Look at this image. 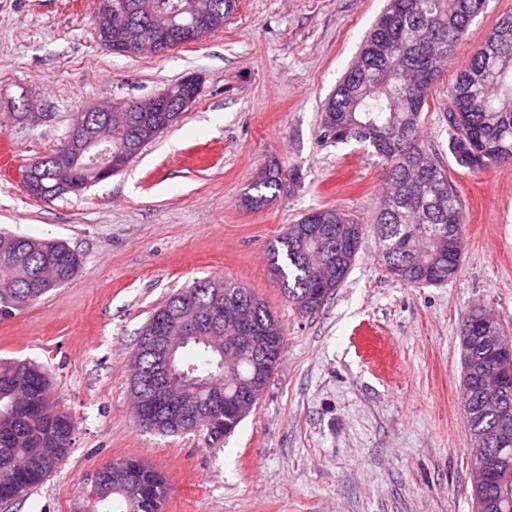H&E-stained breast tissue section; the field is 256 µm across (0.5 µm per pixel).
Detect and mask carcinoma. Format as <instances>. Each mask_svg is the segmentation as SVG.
I'll use <instances>...</instances> for the list:
<instances>
[{
  "label": "carcinoma",
  "instance_id": "cac0c4a2",
  "mask_svg": "<svg viewBox=\"0 0 512 512\" xmlns=\"http://www.w3.org/2000/svg\"><path fill=\"white\" fill-rule=\"evenodd\" d=\"M129 5L134 17L156 26L174 27L189 16L187 7L204 13L202 32L211 35L224 28L234 13L236 0H112ZM485 0H390L389 6L365 39L356 63L350 67L320 120L324 143L356 142L370 156L386 163L389 191L382 198L374 229L381 244L387 272L413 286L439 285L459 269L464 232V214L456 186L443 162L420 142L422 112L432 88L420 85L416 75L438 64L458 46L473 20L483 12ZM200 32V33H202ZM195 33L191 42L199 41ZM131 43L112 41L115 53H142L136 30ZM456 112L448 126V149L455 163L479 173L512 161V13L501 15L474 50L468 65L448 89V107ZM131 107L127 113L130 133L112 139V150L132 157L161 130L156 120ZM71 149L58 146L41 158L39 177L31 194L45 200L58 198L61 186L76 181L91 185L99 181L95 171L70 159ZM282 170L264 168L244 198L245 207L258 210L280 191ZM365 225L340 209H315L298 223L290 224L277 237L269 255L271 274L282 292L302 314L320 309L339 288L353 266ZM80 259L62 241L0 233V320L13 318L45 295L71 281ZM241 295L247 317L257 326L277 321L264 299L243 285L222 278L198 280L172 294L162 305L169 322L180 320L192 307H206L216 290ZM479 336H496L502 345L512 344L500 325L485 314L472 312L460 327L463 372H478L491 365L489 351ZM284 334L273 338L272 365L261 388H266L279 365ZM177 369L197 382L213 384L233 397L239 383L252 376V363L239 357L231 366L211 346L191 339L175 355ZM49 380L42 366L26 360L0 362V457L8 455L15 465L20 497L41 484L47 474L24 466L32 448H53L57 455L48 463L59 465L72 445L71 415L50 399ZM461 399L468 432L487 449L486 457L497 470L476 481L484 459L473 458L471 496L475 512H512V384L494 407L475 385L461 386ZM240 418L220 410L205 425L217 441L232 432ZM139 487L119 489L110 483H86L77 512H161L168 494L166 478L139 459Z\"/></svg>",
  "mask_w": 512,
  "mask_h": 512
}]
</instances>
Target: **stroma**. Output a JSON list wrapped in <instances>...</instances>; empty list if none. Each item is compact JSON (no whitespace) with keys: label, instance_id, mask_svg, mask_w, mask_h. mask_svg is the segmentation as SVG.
Masks as SVG:
<instances>
[{"label":"stroma","instance_id":"1","mask_svg":"<svg viewBox=\"0 0 512 512\" xmlns=\"http://www.w3.org/2000/svg\"><path fill=\"white\" fill-rule=\"evenodd\" d=\"M388 0H237L223 29L163 54L125 57L92 36L97 0H0V232L67 243L69 283L0 321V361L41 364L70 413L60 467L8 512H75L85 479L139 459L162 473V512H472L459 328L475 309L512 334V163L472 173L448 153L442 106L471 51L512 0H486L422 114L421 137L465 214L448 282L391 277L367 232L317 312L292 306L268 271L286 225L317 208L374 224L387 190L359 144H326L320 118ZM201 95L126 166L54 201L28 194L26 165L55 149L75 112L148 96L183 76ZM299 173L258 211L261 170ZM222 277L262 297L285 351L257 404L219 442L142 428L129 357L170 293Z\"/></svg>","mask_w":512,"mask_h":512}]
</instances>
